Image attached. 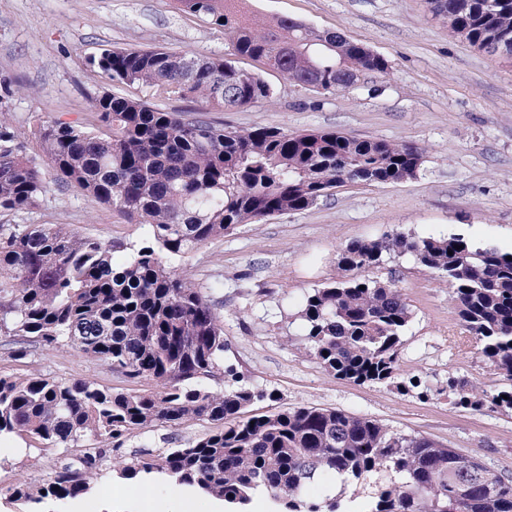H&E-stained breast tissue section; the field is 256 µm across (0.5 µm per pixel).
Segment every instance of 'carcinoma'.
Instances as JSON below:
<instances>
[{"label": "carcinoma", "instance_id": "cac0c4a2", "mask_svg": "<svg viewBox=\"0 0 512 512\" xmlns=\"http://www.w3.org/2000/svg\"><path fill=\"white\" fill-rule=\"evenodd\" d=\"M177 2L224 29L233 56L316 91H348L361 72L388 70L367 47L290 18L252 26L234 7L239 0ZM427 4L470 45L485 51L506 39L512 48V0ZM89 64L106 81L145 85L159 99L197 97L224 109L274 95L260 73L221 56L107 48ZM12 96L9 85L0 87V211L19 212L38 205L46 182L3 118ZM90 108L100 122L92 130L57 119L31 134L61 179L147 226V238L119 257L66 224H0V334L15 345L13 357L67 345L156 389L1 374L0 439L26 435L44 451L71 455L42 484L7 489L9 501L44 512L49 501L79 498L130 435L198 420L209 432L177 448H144L119 477L166 479L223 501L225 512H249L257 493L275 512H512V479L427 437L315 406L246 414L275 394L253 390L224 367V329L210 301L167 266L169 257L239 224L305 210L338 182L412 179L420 149L337 132L229 130L114 93L92 98ZM391 254L409 255L446 279L484 361L512 382V259L462 234L399 233L343 247L342 275L301 304L309 355L357 384L396 379L412 311L399 289L360 275ZM226 377L232 384L224 390L206 385ZM448 393L457 408L512 410V388L492 393L450 378Z\"/></svg>", "mask_w": 512, "mask_h": 512}]
</instances>
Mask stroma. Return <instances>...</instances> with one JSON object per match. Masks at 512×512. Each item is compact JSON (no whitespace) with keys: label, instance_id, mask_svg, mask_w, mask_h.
<instances>
[{"label":"stroma","instance_id":"35a3bbf8","mask_svg":"<svg viewBox=\"0 0 512 512\" xmlns=\"http://www.w3.org/2000/svg\"><path fill=\"white\" fill-rule=\"evenodd\" d=\"M247 19L287 17L341 33L386 58V73L360 77L346 92H317L252 63L274 88L265 103L221 111L197 99L154 100L170 112L203 116L236 129L266 125L283 131H333L362 139L411 143L423 152L416 178L387 185L347 183L308 209L241 224L171 264L201 288L224 326V363L277 402L256 411L294 406L342 410L390 430L418 433L481 458L512 475V411L455 409L449 378L484 388L499 377L460 324L447 282L413 258L390 256L368 277L401 289L412 313L401 346L400 375L409 391L390 383L336 378L300 344L304 296L334 281L336 257L358 240L404 233L464 234L477 246L512 252V56L493 55L451 36L425 0H244ZM166 47L223 56L222 29L177 9L174 0H0V82L15 93L7 114L18 131L63 119L94 128L89 98L111 90L87 64L108 47ZM26 152L41 167L47 191L31 210L0 212V224H67L115 245L139 244L143 225L65 185L31 138ZM0 336V375L38 372L58 380L82 378L115 391L130 381L103 361L70 348L17 359ZM138 389H151L141 381ZM208 423L189 421L130 436L116 459L141 448H172L202 435ZM58 456L26 437L0 442V490L47 478ZM157 512H223L221 500L173 483L136 486L108 472L92 494L48 504V512H139L142 497Z\"/></svg>","mask_w":512,"mask_h":512}]
</instances>
